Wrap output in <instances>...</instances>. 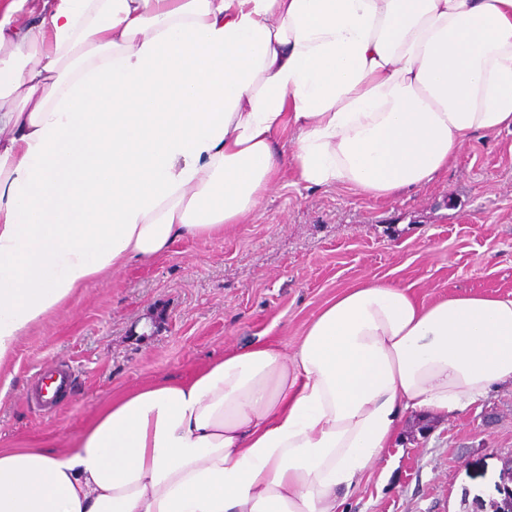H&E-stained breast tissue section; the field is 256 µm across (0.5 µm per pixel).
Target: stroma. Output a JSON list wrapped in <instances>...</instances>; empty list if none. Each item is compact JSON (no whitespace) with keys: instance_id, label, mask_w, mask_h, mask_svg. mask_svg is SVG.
Wrapping results in <instances>:
<instances>
[{"instance_id":"1","label":"stroma","mask_w":512,"mask_h":512,"mask_svg":"<svg viewBox=\"0 0 512 512\" xmlns=\"http://www.w3.org/2000/svg\"><path fill=\"white\" fill-rule=\"evenodd\" d=\"M420 300L512 294V132L473 137L412 193L370 198L284 171L242 223L181 239L91 281L32 326L0 365V448L73 447L105 400L186 377L231 346L293 353L326 302L364 278ZM71 365L56 410L27 395L39 369ZM512 387L460 415H412L340 512H487L512 492Z\"/></svg>"}]
</instances>
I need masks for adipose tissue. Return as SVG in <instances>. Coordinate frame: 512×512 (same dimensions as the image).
<instances>
[{
  "mask_svg": "<svg viewBox=\"0 0 512 512\" xmlns=\"http://www.w3.org/2000/svg\"><path fill=\"white\" fill-rule=\"evenodd\" d=\"M512 131V0H0V364L78 288L238 224L284 168L372 197ZM292 132L289 150L278 138ZM512 385V297L371 278L0 448V512H336L409 412Z\"/></svg>",
  "mask_w": 512,
  "mask_h": 512,
  "instance_id": "obj_1",
  "label": "adipose tissue"
}]
</instances>
